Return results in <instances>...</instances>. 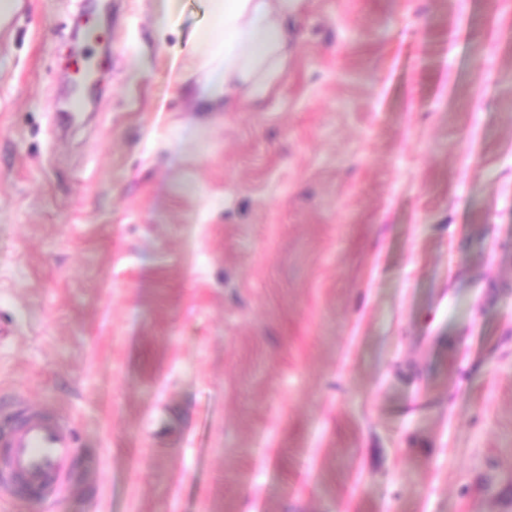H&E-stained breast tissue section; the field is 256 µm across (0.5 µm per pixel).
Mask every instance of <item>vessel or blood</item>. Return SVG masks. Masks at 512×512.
I'll use <instances>...</instances> for the list:
<instances>
[{
	"mask_svg": "<svg viewBox=\"0 0 512 512\" xmlns=\"http://www.w3.org/2000/svg\"><path fill=\"white\" fill-rule=\"evenodd\" d=\"M74 452L71 430L61 418L40 412L17 414L0 431V496L22 484L49 495L63 491Z\"/></svg>",
	"mask_w": 512,
	"mask_h": 512,
	"instance_id": "vessel-or-blood-1",
	"label": "vessel or blood"
}]
</instances>
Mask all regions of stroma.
Wrapping results in <instances>:
<instances>
[{
    "mask_svg": "<svg viewBox=\"0 0 512 512\" xmlns=\"http://www.w3.org/2000/svg\"><path fill=\"white\" fill-rule=\"evenodd\" d=\"M207 21L0 27V430L74 436L0 512H512V0H310L220 112L177 82Z\"/></svg>",
    "mask_w": 512,
    "mask_h": 512,
    "instance_id": "35a3bbf8",
    "label": "stroma"
}]
</instances>
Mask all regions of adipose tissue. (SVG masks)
<instances>
[{"mask_svg": "<svg viewBox=\"0 0 512 512\" xmlns=\"http://www.w3.org/2000/svg\"><path fill=\"white\" fill-rule=\"evenodd\" d=\"M210 25L196 30L183 85L202 108L241 99L253 104L271 95L288 67L291 21L308 0H207Z\"/></svg>", "mask_w": 512, "mask_h": 512, "instance_id": "obj_1", "label": "adipose tissue"}]
</instances>
